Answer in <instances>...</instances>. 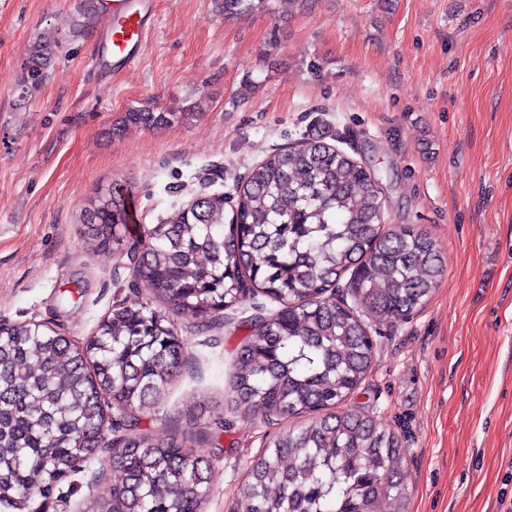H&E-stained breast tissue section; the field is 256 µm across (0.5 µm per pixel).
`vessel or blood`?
Here are the masks:
<instances>
[{
  "instance_id": "1",
  "label": "vessel or blood",
  "mask_w": 512,
  "mask_h": 512,
  "mask_svg": "<svg viewBox=\"0 0 512 512\" xmlns=\"http://www.w3.org/2000/svg\"><path fill=\"white\" fill-rule=\"evenodd\" d=\"M100 32L101 53L94 64L104 78L130 70L141 61V51L155 26V0H105Z\"/></svg>"
}]
</instances>
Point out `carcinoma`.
<instances>
[{
  "label": "carcinoma",
  "instance_id": "carcinoma-1",
  "mask_svg": "<svg viewBox=\"0 0 512 512\" xmlns=\"http://www.w3.org/2000/svg\"><path fill=\"white\" fill-rule=\"evenodd\" d=\"M265 0H222L224 14ZM52 53L32 45L37 86ZM199 104L173 111L149 103L125 112L130 125L161 128ZM222 194H202L146 227L126 253L153 301L120 304L92 337L75 344L45 324H0V512H45L58 486L96 458L110 430L107 464L120 473L87 512H202L211 463L172 435L138 429L186 361L168 310L209 327L259 292L280 308L250 319L237 349L229 397L243 416L308 414L254 460L237 512H404L407 486L398 436L339 405L364 381L374 357L368 321L400 322L429 299L440 250L412 225L383 231L379 181L352 157L319 141L268 154L251 171L224 221ZM125 198L96 192L84 237L120 244ZM351 273L354 304L336 291ZM116 409L124 420L110 419Z\"/></svg>",
  "mask_w": 512,
  "mask_h": 512
}]
</instances>
